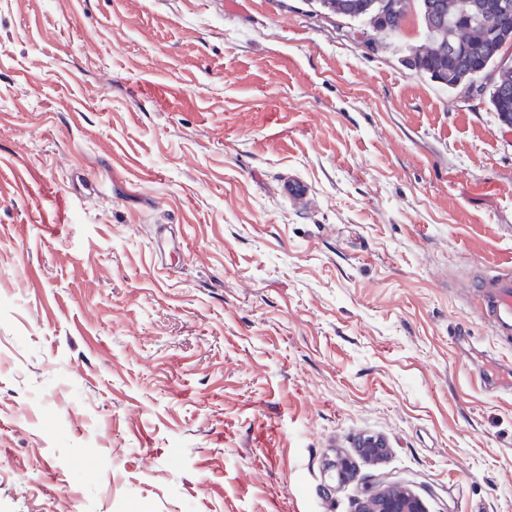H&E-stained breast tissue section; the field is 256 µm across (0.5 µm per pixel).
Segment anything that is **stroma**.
<instances>
[{
    "instance_id": "1",
    "label": "stroma",
    "mask_w": 512,
    "mask_h": 512,
    "mask_svg": "<svg viewBox=\"0 0 512 512\" xmlns=\"http://www.w3.org/2000/svg\"><path fill=\"white\" fill-rule=\"evenodd\" d=\"M351 28L0 0V512H512V344L462 290L512 264V128L405 66L417 14ZM356 448L359 456L377 463L387 454L388 446L382 438L367 434L360 438ZM358 512H426V507L418 495L390 482L370 494Z\"/></svg>"
}]
</instances>
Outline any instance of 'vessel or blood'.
Returning a JSON list of instances; mask_svg holds the SVG:
<instances>
[{"instance_id": "vessel-or-blood-1", "label": "vessel or blood", "mask_w": 512, "mask_h": 512, "mask_svg": "<svg viewBox=\"0 0 512 512\" xmlns=\"http://www.w3.org/2000/svg\"><path fill=\"white\" fill-rule=\"evenodd\" d=\"M469 288L491 335L512 338V266L498 268Z\"/></svg>"}]
</instances>
